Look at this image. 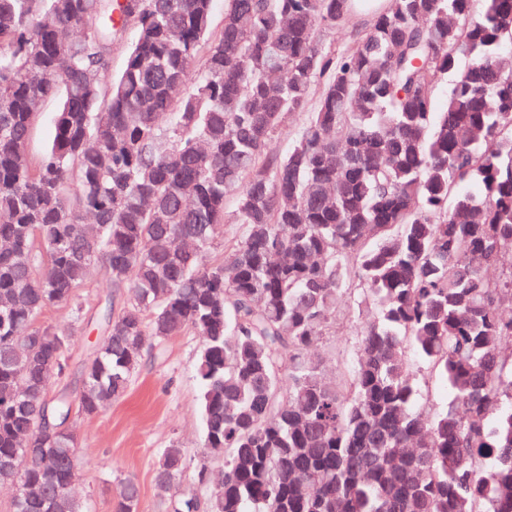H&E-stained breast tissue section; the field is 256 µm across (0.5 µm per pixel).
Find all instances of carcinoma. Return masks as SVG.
I'll return each instance as SVG.
<instances>
[{"instance_id":"cac0c4a2","label":"carcinoma","mask_w":512,"mask_h":512,"mask_svg":"<svg viewBox=\"0 0 512 512\" xmlns=\"http://www.w3.org/2000/svg\"><path fill=\"white\" fill-rule=\"evenodd\" d=\"M216 2L0 0V484L43 490L13 512H84L67 419L187 331L224 457L203 512H512V0H224L215 31ZM97 267L119 310L53 393L69 328L43 316L80 312ZM355 281L356 360L328 379L308 349ZM419 362L451 401L423 402ZM185 476L172 443L156 486ZM117 498L137 512V482ZM369 24L368 15H359L353 18L344 28L330 32L324 30L320 33V43L326 49L342 51L353 44L356 36L365 30ZM56 109V103L50 101L46 106V115L36 123L30 141V155L33 159L43 152L48 141L49 114Z\"/></svg>"}]
</instances>
